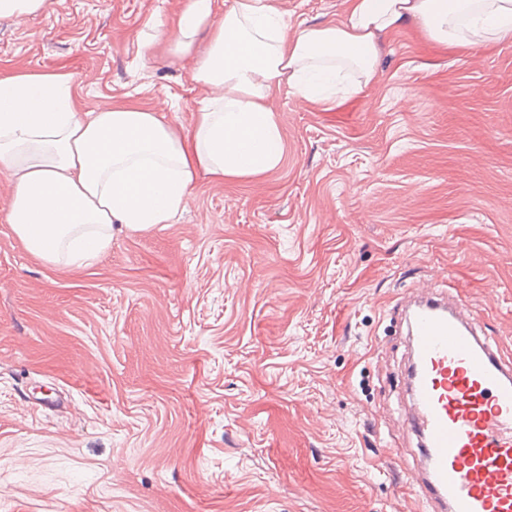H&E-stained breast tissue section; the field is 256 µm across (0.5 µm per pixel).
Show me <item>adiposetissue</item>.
<instances>
[{
    "instance_id": "adipose-tissue-1",
    "label": "adipose tissue",
    "mask_w": 512,
    "mask_h": 512,
    "mask_svg": "<svg viewBox=\"0 0 512 512\" xmlns=\"http://www.w3.org/2000/svg\"><path fill=\"white\" fill-rule=\"evenodd\" d=\"M409 21L431 39L478 46L512 36V0H348L339 24L295 30L273 0H189L172 39L150 38L179 55L208 39L194 67L206 94L188 130L132 100L84 111L65 73L0 71L8 224L43 261L79 267L111 246L113 225L144 232L184 211L197 171L220 183L276 169L270 102L281 86L320 98L340 59L370 83L377 37Z\"/></svg>"
}]
</instances>
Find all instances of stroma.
<instances>
[{
  "label": "stroma",
  "instance_id": "35a3bbf8",
  "mask_svg": "<svg viewBox=\"0 0 512 512\" xmlns=\"http://www.w3.org/2000/svg\"><path fill=\"white\" fill-rule=\"evenodd\" d=\"M186 0H47L0 18V68L137 92L191 128L194 56L146 49ZM335 25L347 0H277ZM271 101L283 159L198 173L186 210L91 264L28 252L0 174V512H421L401 300L462 289L512 354V38L408 23L362 89Z\"/></svg>",
  "mask_w": 512,
  "mask_h": 512
}]
</instances>
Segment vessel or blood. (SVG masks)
<instances>
[{
	"label": "vessel or blood",
	"mask_w": 512,
	"mask_h": 512,
	"mask_svg": "<svg viewBox=\"0 0 512 512\" xmlns=\"http://www.w3.org/2000/svg\"><path fill=\"white\" fill-rule=\"evenodd\" d=\"M402 319L415 368L408 423L420 440L409 480L424 512H512V359L460 290L415 296Z\"/></svg>",
	"instance_id": "vessel-or-blood-1"
}]
</instances>
